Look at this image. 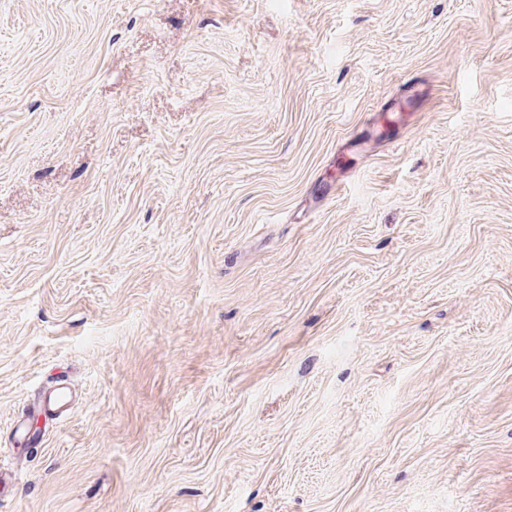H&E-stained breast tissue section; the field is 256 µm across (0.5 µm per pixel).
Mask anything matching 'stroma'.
Segmentation results:
<instances>
[{"label": "stroma", "instance_id": "35a3bbf8", "mask_svg": "<svg viewBox=\"0 0 512 512\" xmlns=\"http://www.w3.org/2000/svg\"><path fill=\"white\" fill-rule=\"evenodd\" d=\"M2 477L512 512V0H0ZM73 403V393L69 382L56 380L41 398H36L28 407L25 417L14 422V446L16 448H36L41 443L39 429H33L31 419L44 418L63 421L69 416Z\"/></svg>", "mask_w": 512, "mask_h": 512}]
</instances>
